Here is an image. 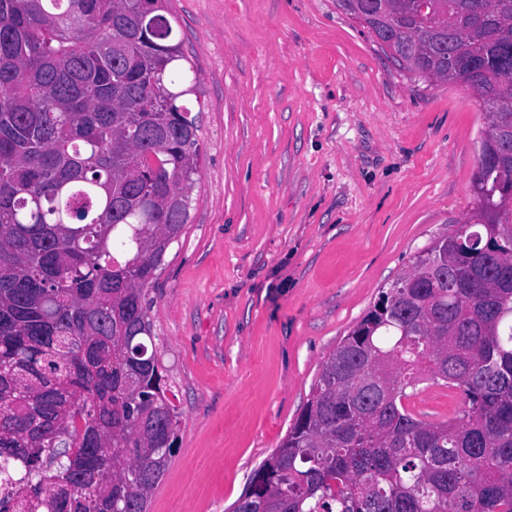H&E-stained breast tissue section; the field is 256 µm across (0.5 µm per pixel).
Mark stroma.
I'll list each match as a JSON object with an SVG mask.
<instances>
[{"instance_id":"35a3bbf8","label":"stroma","mask_w":512,"mask_h":512,"mask_svg":"<svg viewBox=\"0 0 512 512\" xmlns=\"http://www.w3.org/2000/svg\"><path fill=\"white\" fill-rule=\"evenodd\" d=\"M200 170L149 293L179 449L149 512H229L340 339L463 224L484 114L397 70L336 0H167ZM457 390L406 405L448 419Z\"/></svg>"}]
</instances>
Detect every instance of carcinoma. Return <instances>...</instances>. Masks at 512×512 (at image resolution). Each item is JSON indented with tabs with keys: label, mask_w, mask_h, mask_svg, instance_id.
<instances>
[{
	"label": "carcinoma",
	"mask_w": 512,
	"mask_h": 512,
	"mask_svg": "<svg viewBox=\"0 0 512 512\" xmlns=\"http://www.w3.org/2000/svg\"><path fill=\"white\" fill-rule=\"evenodd\" d=\"M348 0L484 112L470 217L324 361L233 512H512V0ZM166 0H0V479L21 512H147L178 448L148 290L187 224L197 91ZM496 103L504 111L491 112ZM459 389L441 422L419 375ZM417 395L405 401L406 406L429 422L447 420L457 408L460 397L455 389L425 381L415 390Z\"/></svg>",
	"instance_id": "cac0c4a2"
}]
</instances>
